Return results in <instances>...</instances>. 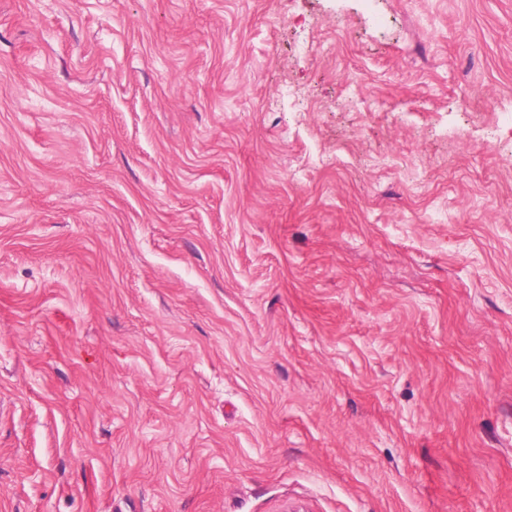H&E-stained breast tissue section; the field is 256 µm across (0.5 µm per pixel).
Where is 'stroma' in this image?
<instances>
[{
  "label": "stroma",
  "instance_id": "obj_1",
  "mask_svg": "<svg viewBox=\"0 0 512 512\" xmlns=\"http://www.w3.org/2000/svg\"><path fill=\"white\" fill-rule=\"evenodd\" d=\"M503 112L512 0H0V512H512Z\"/></svg>",
  "mask_w": 512,
  "mask_h": 512
}]
</instances>
